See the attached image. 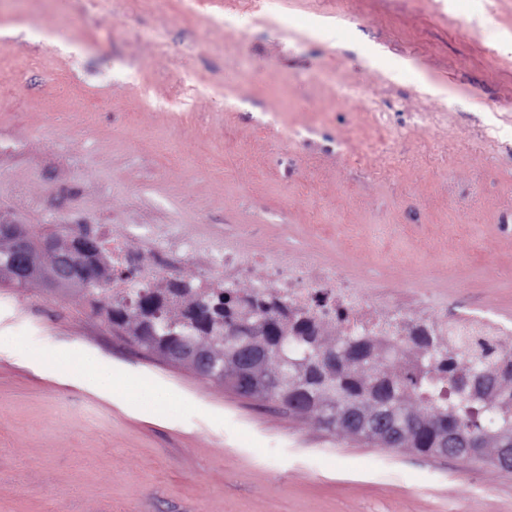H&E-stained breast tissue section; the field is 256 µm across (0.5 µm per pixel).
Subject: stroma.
Instances as JSON below:
<instances>
[{"instance_id": "obj_1", "label": "stroma", "mask_w": 512, "mask_h": 512, "mask_svg": "<svg viewBox=\"0 0 512 512\" xmlns=\"http://www.w3.org/2000/svg\"><path fill=\"white\" fill-rule=\"evenodd\" d=\"M0 212L109 228L132 292L222 286L230 248L264 259L242 289L334 268L386 314L512 321V0H0ZM0 512H512V472L331 436L0 284Z\"/></svg>"}]
</instances>
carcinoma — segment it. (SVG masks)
I'll return each instance as SVG.
<instances>
[{
    "label": "carcinoma",
    "instance_id": "obj_1",
    "mask_svg": "<svg viewBox=\"0 0 512 512\" xmlns=\"http://www.w3.org/2000/svg\"><path fill=\"white\" fill-rule=\"evenodd\" d=\"M140 293L137 309H126L123 298L101 306L112 311V325L125 329L134 345L159 357L179 339L222 350L218 339L226 330L241 344L261 343L271 352L269 372L291 361L298 378L295 386L265 391L255 400L286 397L299 417L328 433L375 442L358 428L336 425L331 400L340 409H399L410 424L399 442L386 447L422 455L435 454L445 427L456 421L482 440L481 460L494 467L498 440L512 436V352L474 340L459 325L450 330L456 348L437 336L436 325L423 322L400 343L380 349L372 337L350 328L344 315L324 322L311 309L288 308L271 290L244 292L230 283L203 288L179 278ZM475 365L493 367L492 391L482 400L461 388Z\"/></svg>",
    "mask_w": 512,
    "mask_h": 512
}]
</instances>
